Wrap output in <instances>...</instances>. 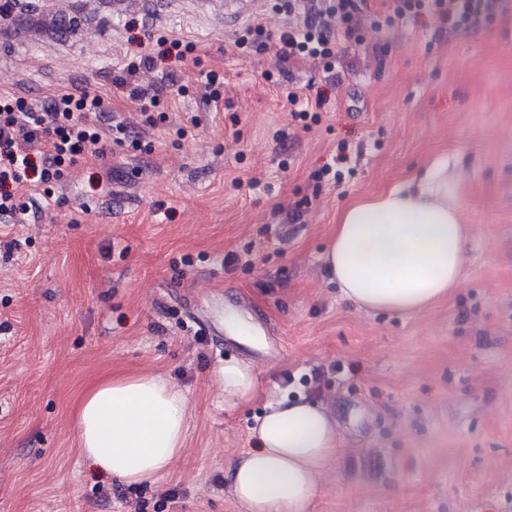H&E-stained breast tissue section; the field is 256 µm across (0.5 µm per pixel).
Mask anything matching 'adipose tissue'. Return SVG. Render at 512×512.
I'll return each mask as SVG.
<instances>
[{
  "mask_svg": "<svg viewBox=\"0 0 512 512\" xmlns=\"http://www.w3.org/2000/svg\"><path fill=\"white\" fill-rule=\"evenodd\" d=\"M463 180L450 157L355 200L338 215L325 253L342 295L358 308L412 316L450 296L464 274L470 227ZM220 385L236 408L259 392L258 373L225 360ZM189 404L161 375L109 377L74 411L84 457L113 479L138 483L170 467L187 436ZM254 448L234 460L229 486L245 512H309L341 446L334 412L315 401H273L253 428Z\"/></svg>",
  "mask_w": 512,
  "mask_h": 512,
  "instance_id": "ef3b65f1",
  "label": "adipose tissue"
}]
</instances>
